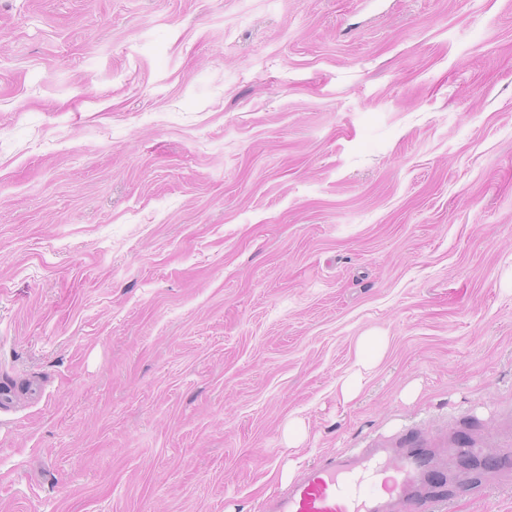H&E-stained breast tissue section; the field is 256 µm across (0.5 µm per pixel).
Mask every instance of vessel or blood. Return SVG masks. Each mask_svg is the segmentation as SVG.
I'll list each match as a JSON object with an SVG mask.
<instances>
[{"mask_svg":"<svg viewBox=\"0 0 512 512\" xmlns=\"http://www.w3.org/2000/svg\"><path fill=\"white\" fill-rule=\"evenodd\" d=\"M444 448L377 442L309 468L262 512H445Z\"/></svg>","mask_w":512,"mask_h":512,"instance_id":"b4317fda","label":"vessel or blood"}]
</instances>
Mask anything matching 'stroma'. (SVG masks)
Here are the masks:
<instances>
[{"instance_id":"35a3bbf8","label":"stroma","mask_w":512,"mask_h":512,"mask_svg":"<svg viewBox=\"0 0 512 512\" xmlns=\"http://www.w3.org/2000/svg\"><path fill=\"white\" fill-rule=\"evenodd\" d=\"M511 266L512 0H0V387L36 390L0 402V512L512 452ZM448 498L512 512V473ZM382 336L367 334L361 336L358 343V358L353 370L341 381L340 393L345 401L352 400L362 390L367 375L375 367L384 353ZM372 351L369 352V349Z\"/></svg>"}]
</instances>
